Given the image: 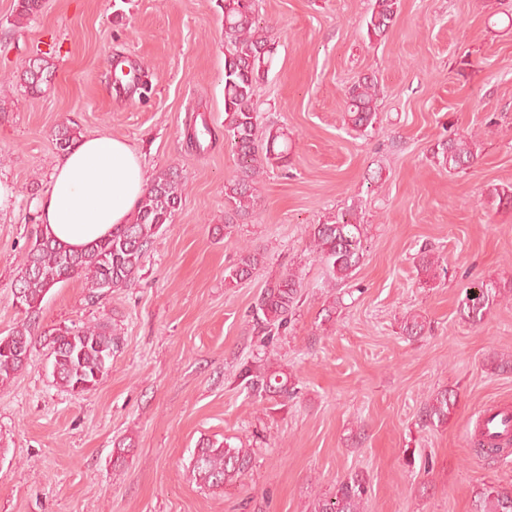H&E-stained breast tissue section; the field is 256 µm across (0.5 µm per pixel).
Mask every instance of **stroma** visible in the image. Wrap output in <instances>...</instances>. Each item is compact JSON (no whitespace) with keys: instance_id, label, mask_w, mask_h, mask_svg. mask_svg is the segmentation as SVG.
<instances>
[{"instance_id":"35a3bbf8","label":"stroma","mask_w":512,"mask_h":512,"mask_svg":"<svg viewBox=\"0 0 512 512\" xmlns=\"http://www.w3.org/2000/svg\"><path fill=\"white\" fill-rule=\"evenodd\" d=\"M371 5L256 0L276 47L256 88L260 126L287 132L292 151L266 167L254 217L229 224L224 185L237 159L223 140L217 0H42L24 22L18 0H0V182L13 192L0 210V334L25 317L13 281L39 226L32 201L60 156L57 126L122 139L148 175L175 169L185 188L134 285L92 301L74 278L46 295L40 329L106 323L122 345L90 392L57 384L41 344L0 386V512H311L315 496L354 473L369 483L368 512H477L482 483L512 485V454L490 462L471 445L484 409H512V372L484 367L490 353L512 354V299L477 325L458 309L472 283L512 280V209L484 196L512 184V0H401L374 43ZM34 55L55 68L41 94L17 78ZM117 59L147 69L148 98L113 83ZM363 76L382 91L365 133L345 111L347 87ZM199 117L213 135L196 146L187 128ZM455 134L477 152L459 174L432 157ZM352 206L364 253L336 286L307 230ZM246 245L261 265L225 282ZM425 250L447 276L418 275ZM288 271L303 301L266 342L253 309ZM409 314L425 324L415 339L401 329ZM259 364L290 373L296 396H251L239 373ZM440 388L457 391L455 412L423 426ZM206 438L254 451L249 472L221 491L188 470Z\"/></svg>"}]
</instances>
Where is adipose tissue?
Instances as JSON below:
<instances>
[{
	"label": "adipose tissue",
	"instance_id": "1",
	"mask_svg": "<svg viewBox=\"0 0 512 512\" xmlns=\"http://www.w3.org/2000/svg\"><path fill=\"white\" fill-rule=\"evenodd\" d=\"M147 180L127 142L92 134L60 157L33 206L46 234L81 250L129 222Z\"/></svg>",
	"mask_w": 512,
	"mask_h": 512
}]
</instances>
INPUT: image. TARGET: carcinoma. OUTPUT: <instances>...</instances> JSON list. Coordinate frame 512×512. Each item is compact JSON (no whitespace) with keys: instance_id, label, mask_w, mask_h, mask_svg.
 <instances>
[{"instance_id":"carcinoma-1","label":"carcinoma","mask_w":512,"mask_h":512,"mask_svg":"<svg viewBox=\"0 0 512 512\" xmlns=\"http://www.w3.org/2000/svg\"><path fill=\"white\" fill-rule=\"evenodd\" d=\"M224 15V141L235 150L237 175L224 186L229 207L227 222L253 217L257 183L263 169L281 163L288 155V135L268 132L265 143L258 140L259 115L254 107L257 84L267 75L274 46L268 28L260 25L255 0H219ZM399 8V0H374L366 20L369 41L385 38ZM19 79L33 93H42L53 80L52 65L45 58L31 57L21 63ZM379 88L366 76L346 90V112L351 125L367 131L378 120ZM77 128L62 125L55 133V147L66 152L77 144ZM475 143L465 135H455L437 144L433 158L448 172L463 171L474 158ZM488 203L512 209V186H493L485 192ZM183 198V184L172 170L159 172L150 181L138 201L131 221L80 251L72 250L44 231L36 232L26 247L15 279L14 290L22 293L25 319L7 335L0 336V385L13 380L27 365L30 350L43 338L53 356L57 383L74 393L94 389L108 373L112 356L121 347V337L106 324L66 327L39 331L36 320L46 294L59 283L75 277L87 281L90 299H98L114 289L126 288L137 278L144 255L162 226L168 223ZM311 247L325 264L336 283L348 282L363 258V229L351 207L323 224H313L308 231ZM260 263V254L244 248L236 263L226 269L225 278L241 282L251 277ZM438 260L427 251L420 253L417 271L428 278L436 275ZM512 293V282L485 281L465 291L459 312L477 324L497 299ZM302 298L300 278L293 272L270 281L262 291L255 309L258 333L272 339L287 329ZM491 373L512 370V357L494 354L487 358ZM245 388L268 400H286L295 394L292 376L268 367L242 370ZM456 406V394L448 389L433 393L422 411V423L438 427L446 424ZM512 441V426L494 440L475 429V452L480 458L500 455V442ZM252 451L224 440L199 441L191 456L189 472L195 481L210 489H222L244 477L252 466ZM367 479L356 474L336 484L329 496L312 502L311 512H364ZM481 512H512V487L482 484L477 492Z\"/></svg>"}]
</instances>
